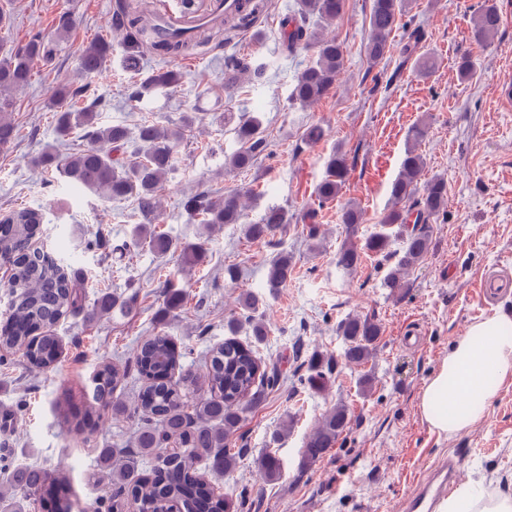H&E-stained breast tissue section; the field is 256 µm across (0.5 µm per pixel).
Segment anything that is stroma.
<instances>
[{"instance_id": "obj_1", "label": "stroma", "mask_w": 512, "mask_h": 512, "mask_svg": "<svg viewBox=\"0 0 512 512\" xmlns=\"http://www.w3.org/2000/svg\"><path fill=\"white\" fill-rule=\"evenodd\" d=\"M115 2L0 0L11 17L0 36L15 47L33 34H50L60 15L74 20L53 62L35 63L29 85L12 94L17 137L0 148V214L23 206L42 211L34 241L83 272L86 305L104 292L137 295V307L127 315L90 320L76 313L63 319L57 334L64 350L53 368L34 370L19 353L0 352V409L13 422L0 430V464L62 470L73 512H93L96 502L112 497L111 485L93 476L100 449L131 448L137 428L136 420L108 411L95 424L81 425L100 362L129 364L117 389L129 405L143 385L131 363L144 337L165 332L183 353L184 368L203 374L206 353L223 343L227 323L240 313V296L252 294L269 334L259 342L244 328L238 339L253 347L263 366L277 367L279 382L228 440L245 454L218 486L229 497L245 498V512H402L407 495L451 457L464 463L461 483L491 476L498 488L512 492V377L499 384L482 420L463 432L447 437L431 431L418 409L424 383L472 324L497 313L512 316V291L489 303L479 288L489 272L512 277V106L496 95L499 84L512 81V0H496L501 26L485 47L471 39L480 0H413L421 30L414 53L405 50L408 31L396 28L388 59L374 67L364 53L372 0H345L328 29L343 47V68L331 92L305 108L288 100L311 59L308 52L291 55L285 49L283 20L293 0H271L247 31L199 46L194 63L181 65L178 88L137 102L126 101V86L164 61L148 53L137 68H127L122 38L111 27ZM106 37L112 41L110 66L94 77L81 76L79 48ZM425 52L437 60L428 76L415 67L416 55ZM465 54L478 71L472 83L456 75ZM230 55L265 63L266 83L225 89L224 59ZM62 84L77 92L80 104H95L99 124L132 132L146 120L171 127L184 112L201 113L177 148L155 212L142 211L137 197L78 191L58 172L32 166L35 156L57 142L51 98ZM243 112L261 116L269 152L248 170L229 175L224 157L238 147L232 118ZM420 122L428 126L420 145L425 175L446 180L448 216L435 224L428 255L393 296L382 280L396 257L367 256L348 272L337 267L346 237L341 214L345 204H358L365 221L357 235L369 234L387 206L408 133ZM313 126L324 136L309 144L304 135ZM337 149L348 156L351 171L336 200L316 208L325 236L321 251L310 249L301 226L253 241L239 226L206 230L180 204L196 191L220 197L244 186L257 194L250 221L271 204L292 214L306 211L314 208L315 187ZM138 224L167 232L173 250L161 259L143 243L119 254ZM198 243L201 260L183 262V246ZM281 251L291 256L293 270L286 286L273 292L266 286L267 268ZM229 265L238 270L236 280L224 277ZM171 285L185 289L188 299L166 315L162 307ZM352 314L373 319L382 330L372 357L360 366L346 361L336 332ZM315 350L338 361L319 389L298 383L307 370L305 358ZM364 377L370 380L366 392L359 387ZM340 403L349 409V429L320 461L302 465L313 427ZM270 452L282 466L276 480L258 467Z\"/></svg>"}]
</instances>
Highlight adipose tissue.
Here are the masks:
<instances>
[{
    "label": "adipose tissue",
    "instance_id": "ef3b65f1",
    "mask_svg": "<svg viewBox=\"0 0 512 512\" xmlns=\"http://www.w3.org/2000/svg\"><path fill=\"white\" fill-rule=\"evenodd\" d=\"M512 376V318L494 315L471 325L426 381L418 407L431 430L455 434L477 423L495 385ZM440 512H512V498L468 484Z\"/></svg>",
    "mask_w": 512,
    "mask_h": 512
}]
</instances>
